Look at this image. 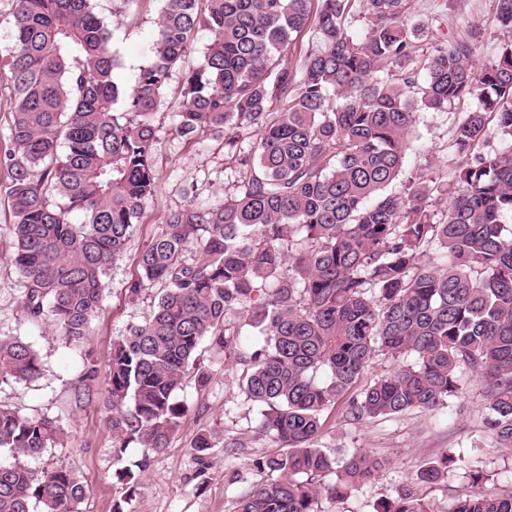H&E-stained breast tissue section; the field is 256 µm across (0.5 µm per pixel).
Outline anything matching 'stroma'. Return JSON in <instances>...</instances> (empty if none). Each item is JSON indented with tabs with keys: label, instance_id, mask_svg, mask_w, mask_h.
Segmentation results:
<instances>
[{
	"label": "stroma",
	"instance_id": "35a3bbf8",
	"mask_svg": "<svg viewBox=\"0 0 512 512\" xmlns=\"http://www.w3.org/2000/svg\"><path fill=\"white\" fill-rule=\"evenodd\" d=\"M409 4L412 18L425 25L414 46L417 57H425L434 43L463 37L477 27L482 38L475 64L482 67L495 61L497 47L507 37L494 19L495 0H409ZM160 7V0H138L131 6L124 0H96L97 14L113 31L118 82L133 83L139 69L150 62ZM183 77V71L172 72L167 104L155 116L156 194L125 256L107 270L101 310L80 345L68 344L51 324L32 321L27 315L24 282L12 261L11 211L0 192V336H17L32 343L44 366L36 381L1 383L0 403L24 415L55 419L64 429V446L47 449L28 465L37 470L66 467L79 473L86 485L81 512H112L117 503L124 512H236L239 498L268 478L255 468V460L276 450L257 430L259 410L245 399L239 368L225 364L223 356L207 349L200 362L212 368L213 380L202 391L194 375H186L179 398L189 410L161 452L148 455L133 446L122 458H115L106 409L100 401L80 402L75 396L83 368L92 363L106 371L113 340L142 324L151 313L156 289L132 302L125 288L137 273L140 253L161 233L169 212L187 203L191 189L197 201L211 205L222 204L239 190V167L225 159L220 141L205 134L190 140L177 131L175 112ZM472 105L467 99L444 112H417L404 173L395 182V190H403L415 176L438 183L450 179L455 169L451 139ZM460 383L458 395L432 411L350 421L343 418L340 407L326 410L319 447L330 454L339 448H357L382 461L383 467L372 483L346 498L321 496L316 512H375L381 501L411 487L428 512H453L458 497L470 491L485 495L512 492V449L496 447L483 429L484 386L468 371L461 373ZM204 429L216 433L219 445L201 478L192 445ZM226 442L238 443L237 454L225 455L222 445ZM445 453L458 458L447 476L432 484L417 483L418 472ZM145 455L150 458L149 466L137 490L127 493L115 472L119 465H133ZM474 473L483 476L476 485L470 479Z\"/></svg>",
	"mask_w": 512,
	"mask_h": 512
}]
</instances>
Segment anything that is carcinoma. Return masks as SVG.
<instances>
[{
  "label": "carcinoma",
  "instance_id": "cac0c4a2",
  "mask_svg": "<svg viewBox=\"0 0 512 512\" xmlns=\"http://www.w3.org/2000/svg\"><path fill=\"white\" fill-rule=\"evenodd\" d=\"M12 7L0 54L12 128L0 167L33 320L70 344L89 335L106 270L156 193L154 116L201 31L208 40L185 72L177 126L221 139L242 168L237 194L217 208L192 199L170 212L139 257L127 296L161 291L145 322L112 343L104 403L114 453L168 447L187 414L177 397L185 375L209 383L199 362L206 342L242 367L243 393L262 408L258 430L283 449L256 462L270 478L238 512H315L321 494L341 499L370 483L381 461L316 447L324 411L340 402L356 421L433 410L460 392L463 368L483 382L486 432L512 448V40L480 70L478 30L434 44L420 65L413 44L423 26L410 22L409 0H162L152 59L127 86L93 0ZM356 9L367 21L361 37L346 27ZM496 18L512 31V0H496ZM308 28L319 45L293 62L287 54ZM465 98L475 106L450 145L454 177L388 190L416 113ZM439 195L448 203L437 219ZM241 310L258 335L247 354L226 323ZM379 352L414 362L357 388ZM42 371L31 343L0 336L1 383ZM98 377L85 366L77 399ZM64 438L56 420L0 405V452L36 458ZM213 448L211 432L196 435L200 477ZM455 463L445 453L419 480ZM147 466L145 457L117 478L131 493ZM85 494L70 469L0 463V512H80ZM379 512L427 509L407 490ZM453 512H512V492L462 496Z\"/></svg>",
  "mask_w": 512,
  "mask_h": 512
}]
</instances>
